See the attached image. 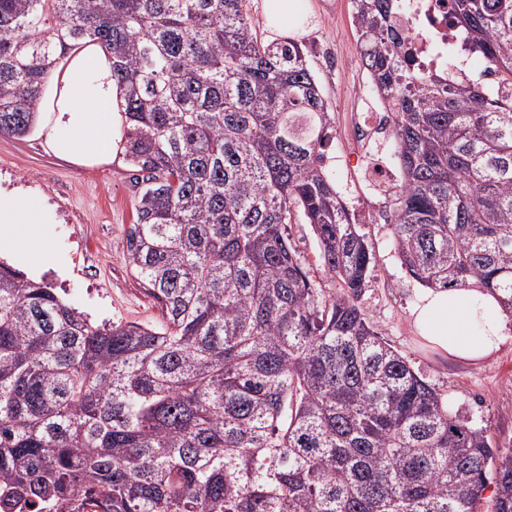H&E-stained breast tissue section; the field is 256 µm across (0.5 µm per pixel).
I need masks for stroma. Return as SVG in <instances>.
I'll return each instance as SVG.
<instances>
[{
  "label": "stroma",
  "instance_id": "1",
  "mask_svg": "<svg viewBox=\"0 0 512 512\" xmlns=\"http://www.w3.org/2000/svg\"><path fill=\"white\" fill-rule=\"evenodd\" d=\"M259 37H282L305 45L332 116L326 168L376 256L359 304L375 331L404 355L415 372L447 400L452 411L486 430L499 448H512V320L504 342L476 364L444 358L425 347L410 313L425 292L402 268L385 224L386 200L364 177L365 150L350 135L356 96L368 78L360 59L349 0H299L281 31L266 24L262 0H250ZM32 199L49 221L43 254L26 267L46 279L65 301L97 325L116 321L162 326L160 305L133 275L125 246L135 220L133 173L120 153L94 165H79L50 150L41 132L0 137V195ZM289 240L314 280L330 287L317 241L308 225L288 226Z\"/></svg>",
  "mask_w": 512,
  "mask_h": 512
}]
</instances>
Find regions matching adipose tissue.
<instances>
[{"label": "adipose tissue", "mask_w": 512, "mask_h": 512, "mask_svg": "<svg viewBox=\"0 0 512 512\" xmlns=\"http://www.w3.org/2000/svg\"><path fill=\"white\" fill-rule=\"evenodd\" d=\"M116 88L104 56L79 55L42 117L47 143L80 164L110 159L120 147ZM45 219L28 199L0 196V241L16 244L31 260L44 241ZM413 323L429 347L442 356L476 362L497 351L506 314L492 295L476 287L427 291L413 310Z\"/></svg>", "instance_id": "1"}]
</instances>
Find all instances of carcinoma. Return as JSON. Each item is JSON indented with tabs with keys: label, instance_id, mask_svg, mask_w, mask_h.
Returning <instances> with one entry per match:
<instances>
[{
	"label": "carcinoma",
	"instance_id": "cac0c4a2",
	"mask_svg": "<svg viewBox=\"0 0 512 512\" xmlns=\"http://www.w3.org/2000/svg\"><path fill=\"white\" fill-rule=\"evenodd\" d=\"M401 180L407 273L512 314V0H448L473 76L414 67L401 0H351ZM99 47L134 168L130 268L160 327L92 324L0 261V512H512V448L461 420L359 306L375 256L325 168L332 117L301 43L247 0H0V136ZM310 226L331 292L286 234Z\"/></svg>",
	"mask_w": 512,
	"mask_h": 512
}]
</instances>
